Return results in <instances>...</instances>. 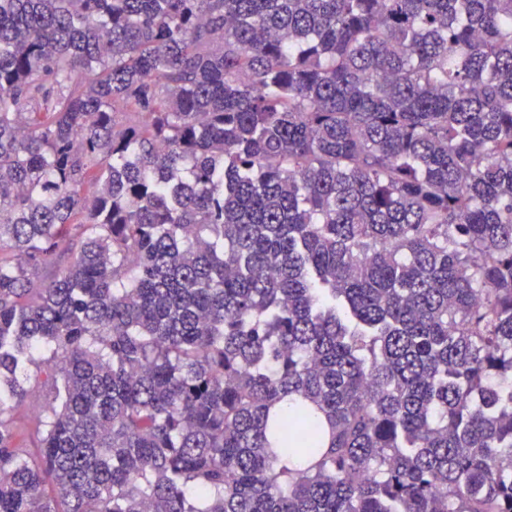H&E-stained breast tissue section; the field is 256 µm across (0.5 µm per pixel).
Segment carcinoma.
<instances>
[{
	"label": "carcinoma",
	"instance_id": "1",
	"mask_svg": "<svg viewBox=\"0 0 512 512\" xmlns=\"http://www.w3.org/2000/svg\"><path fill=\"white\" fill-rule=\"evenodd\" d=\"M0 512H512V0H0Z\"/></svg>",
	"mask_w": 512,
	"mask_h": 512
}]
</instances>
